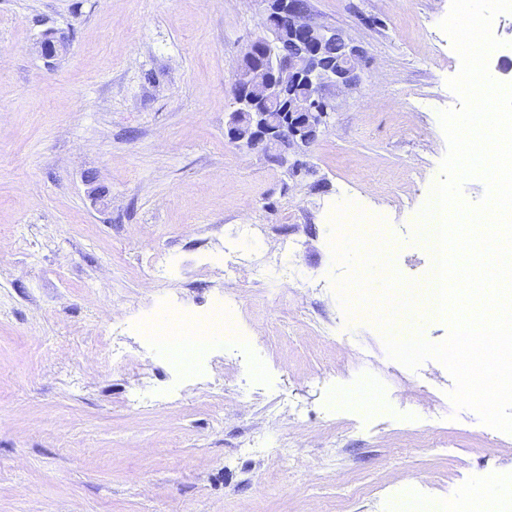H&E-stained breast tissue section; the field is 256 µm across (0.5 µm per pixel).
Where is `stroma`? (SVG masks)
I'll list each match as a JSON object with an SVG mask.
<instances>
[{
    "instance_id": "stroma-1",
    "label": "stroma",
    "mask_w": 512,
    "mask_h": 512,
    "mask_svg": "<svg viewBox=\"0 0 512 512\" xmlns=\"http://www.w3.org/2000/svg\"><path fill=\"white\" fill-rule=\"evenodd\" d=\"M450 7L309 0L365 60L295 175L224 137L258 0H0V512H408L400 487L512 512V436L454 406L439 361L390 358L334 287L348 201L383 212L397 273L426 281L415 229L448 151L439 113L460 105ZM49 29L67 42L52 59ZM492 33L489 73L510 82L512 13ZM234 224L302 238L301 287L329 289L242 279L250 347L215 341L180 375L138 325L164 300L215 307Z\"/></svg>"
}]
</instances>
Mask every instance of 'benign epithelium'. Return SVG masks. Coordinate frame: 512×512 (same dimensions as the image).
<instances>
[{
    "label": "benign epithelium",
    "mask_w": 512,
    "mask_h": 512,
    "mask_svg": "<svg viewBox=\"0 0 512 512\" xmlns=\"http://www.w3.org/2000/svg\"><path fill=\"white\" fill-rule=\"evenodd\" d=\"M263 9V34L254 38L244 53L240 67L235 72V82L241 89L237 98V109L231 113L225 127V136L230 143L250 149L263 146L278 147V136L283 125H288L290 138L298 148L311 144L324 125L332 102L324 96L328 87L346 88L355 77L361 50L346 46L347 53L336 69L326 70L317 64V46L339 37L336 30L322 26L303 14V20L294 29L288 30L292 40L289 48H281L269 61L261 58L263 48L273 53V47L282 44L283 33L272 26V22L285 14H299V0H259ZM65 48V38L53 30L44 32L41 51L44 57L53 58ZM287 74L308 85V92L295 99L280 112H255L258 104L271 106L277 101L278 77Z\"/></svg>",
    "instance_id": "obj_1"
}]
</instances>
